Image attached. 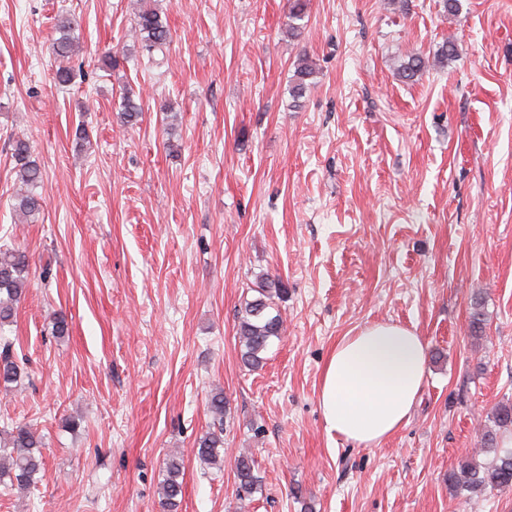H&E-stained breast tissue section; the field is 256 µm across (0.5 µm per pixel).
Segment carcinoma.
<instances>
[{"label": "carcinoma", "instance_id": "1", "mask_svg": "<svg viewBox=\"0 0 512 512\" xmlns=\"http://www.w3.org/2000/svg\"><path fill=\"white\" fill-rule=\"evenodd\" d=\"M309 0H288V34L297 35L300 26L296 22L303 20L307 13ZM61 36L51 44L52 55L59 60L55 72L58 84L65 86L72 80L71 68L64 65L75 50L74 25L70 18L64 17L57 24ZM135 39L142 50L152 55L163 51L171 40V31L160 13L151 8L141 10L134 26ZM424 59L416 54L409 55L397 68L399 77L412 82L422 73ZM314 69L305 54L298 59L291 86L294 99L303 97L311 86ZM11 156L14 160L17 188L13 195V207L25 216H33L42 208L41 199L35 192L42 180V173L31 160L30 147L23 139L9 141ZM29 276L27 256L7 245L0 246V381L9 384L17 381L21 368L16 362L13 342L3 337L4 327L13 321L15 304L20 299ZM258 296L245 301L240 336L244 363L256 368L262 363L261 353L267 348L269 340L281 335L283 319L280 314H271L272 294L285 293L283 288L264 285L257 290ZM209 411L218 427L206 433L197 443L198 457L210 464L220 462V450L224 447V391L211 394ZM41 441L26 426L3 427L0 430V485L8 482L10 486L28 488L35 483V476L43 470ZM182 463L177 457L168 460L166 478L162 487L161 505L164 512H176L183 485L180 481ZM258 478L253 473L252 459L240 456L236 463V492L239 498H248L257 489ZM448 486L455 493L468 492L478 494L487 488L512 487V448L496 455L494 463L483 467L475 458H464L457 467L448 473Z\"/></svg>", "mask_w": 512, "mask_h": 512}]
</instances>
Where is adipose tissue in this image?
Masks as SVG:
<instances>
[{"label":"adipose tissue","instance_id":"obj_1","mask_svg":"<svg viewBox=\"0 0 512 512\" xmlns=\"http://www.w3.org/2000/svg\"><path fill=\"white\" fill-rule=\"evenodd\" d=\"M426 378V346L411 328L374 322L333 347L319 387L328 435L367 448L408 421Z\"/></svg>","mask_w":512,"mask_h":512}]
</instances>
